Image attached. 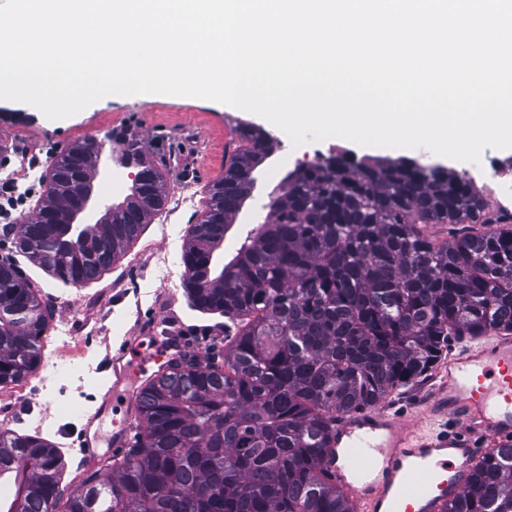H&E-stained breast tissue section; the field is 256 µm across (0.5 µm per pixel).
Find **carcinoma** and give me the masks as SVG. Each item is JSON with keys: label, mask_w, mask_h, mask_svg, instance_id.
<instances>
[{"label": "carcinoma", "mask_w": 512, "mask_h": 512, "mask_svg": "<svg viewBox=\"0 0 512 512\" xmlns=\"http://www.w3.org/2000/svg\"><path fill=\"white\" fill-rule=\"evenodd\" d=\"M240 145L183 243L192 304L224 314V355L169 362L146 378L126 448L61 487V455L0 429V512H356L323 467L342 415L424 378L449 338L512 335V227L436 244L423 224H483L486 203L463 176L414 159L347 153L288 172L264 222L225 265L224 235L277 149L242 125ZM123 164L140 169L112 214L73 228L78 182L98 150L74 143L49 163L16 249L66 283L98 280L163 211V171L136 134L113 130ZM50 313L31 282L0 263V385L41 360ZM440 512H512V447L491 448Z\"/></svg>", "instance_id": "1"}]
</instances>
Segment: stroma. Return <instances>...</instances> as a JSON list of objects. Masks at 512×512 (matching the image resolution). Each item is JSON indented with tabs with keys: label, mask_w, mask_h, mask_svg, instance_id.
I'll return each instance as SVG.
<instances>
[{
	"label": "stroma",
	"mask_w": 512,
	"mask_h": 512,
	"mask_svg": "<svg viewBox=\"0 0 512 512\" xmlns=\"http://www.w3.org/2000/svg\"><path fill=\"white\" fill-rule=\"evenodd\" d=\"M242 123L261 127L265 120L219 103L166 94L116 95L60 120L46 118L31 105L0 100V179L16 182L22 190L39 191L38 180L18 163L19 152L27 146L36 144L42 153L56 154L76 141L100 139L112 129L124 128L143 139L151 162L163 165L171 191L193 189L194 205L178 220L185 230L205 210L206 189L223 176L228 163L225 143L237 138ZM333 147L359 157H407L426 166L464 173L481 189L487 203L486 216L493 227L512 226V213L504 210L484 180L490 160H512V148L484 149L480 162L473 164L447 161L423 148L361 146L346 139ZM285 174L276 156L255 171L252 195L224 238L225 258H232L244 238L264 221L269 195ZM130 186L128 169L121 167L114 156L103 155L97 165L93 196L79 223H95L103 207L122 201ZM162 222V217H155L111 270L78 290L16 253L11 238L0 236V259H11L40 290L52 313L51 326L63 325L70 332L68 345L56 352L58 367L48 393L53 407L59 410L58 416L39 425L35 422L37 408L0 400V420L17 434L39 436L59 451L65 463L63 485H77L85 474V462L73 434L96 413L111 388L113 377L104 365L126 339H140L131 358L135 364L145 362L165 342L183 344L189 355L204 362L224 350L225 318L192 307L182 288L183 240L161 241ZM150 242L174 259L172 272L150 266L144 252L145 244ZM440 376L436 370L394 391L381 401V408L421 416Z\"/></svg>",
	"instance_id": "obj_1"
}]
</instances>
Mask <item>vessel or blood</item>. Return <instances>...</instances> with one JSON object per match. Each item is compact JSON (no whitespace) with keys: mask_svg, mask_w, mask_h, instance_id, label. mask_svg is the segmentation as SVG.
<instances>
[{"mask_svg":"<svg viewBox=\"0 0 512 512\" xmlns=\"http://www.w3.org/2000/svg\"><path fill=\"white\" fill-rule=\"evenodd\" d=\"M425 413L453 425L428 428L374 409L340 418L324 465L362 512H438L463 491L481 442L512 446V337L463 344Z\"/></svg>","mask_w":512,"mask_h":512,"instance_id":"1","label":"vessel or blood"}]
</instances>
